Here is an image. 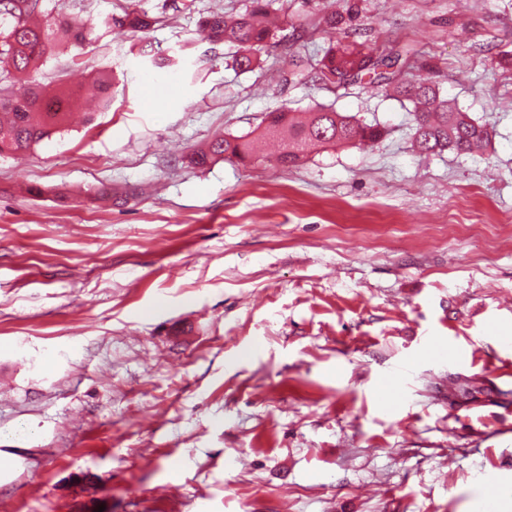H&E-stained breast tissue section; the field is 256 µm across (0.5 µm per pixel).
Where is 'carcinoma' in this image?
<instances>
[{"label": "carcinoma", "mask_w": 512, "mask_h": 512, "mask_svg": "<svg viewBox=\"0 0 512 512\" xmlns=\"http://www.w3.org/2000/svg\"><path fill=\"white\" fill-rule=\"evenodd\" d=\"M360 2L341 0L340 9L319 16L312 29L348 33L361 19ZM116 22L146 31L154 20L125 9ZM201 28L211 42L238 47L233 65L241 71L255 68L256 52L275 40L279 31L273 0H251L249 8L234 19L212 13L202 20ZM90 35L87 28L67 18L51 17L47 0H0V78L26 79L49 59L59 57L60 42L79 49ZM415 56L416 50L409 45L379 50L355 40L340 41L317 59L292 61L288 83L311 79L335 92L369 82L405 98L413 105L411 148L420 155L445 150L467 155L489 145L491 134L487 127L448 99L438 84L406 78ZM97 84L101 107L105 109L112 100V77L101 73ZM76 103L78 98L72 92L60 88L50 93L34 83L27 96L18 100L0 81V112L6 115L0 119V156L25 152L52 132L61 131ZM383 136L384 129L379 125L331 109H313L301 118L291 109L283 108L268 113L255 132L215 137L205 147L192 151L188 162L196 167L220 160L249 162L258 141L272 140L279 146V164L288 168L314 151L377 142Z\"/></svg>", "instance_id": "cac0c4a2"}]
</instances>
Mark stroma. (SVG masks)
I'll return each instance as SVG.
<instances>
[{"mask_svg": "<svg viewBox=\"0 0 512 512\" xmlns=\"http://www.w3.org/2000/svg\"><path fill=\"white\" fill-rule=\"evenodd\" d=\"M76 2L50 8L90 14V41L34 78L107 70L112 103L0 158V512H471L488 482L512 493V0L362 2L357 40L413 45L414 75L492 130L474 155L413 152L411 103L380 88L281 82L332 42L309 31L330 0H276L284 40L247 72L199 22L250 0ZM125 5L155 25L105 27ZM283 106L388 133L291 169L271 147L189 165Z\"/></svg>", "mask_w": 512, "mask_h": 512, "instance_id": "35a3bbf8", "label": "stroma"}]
</instances>
